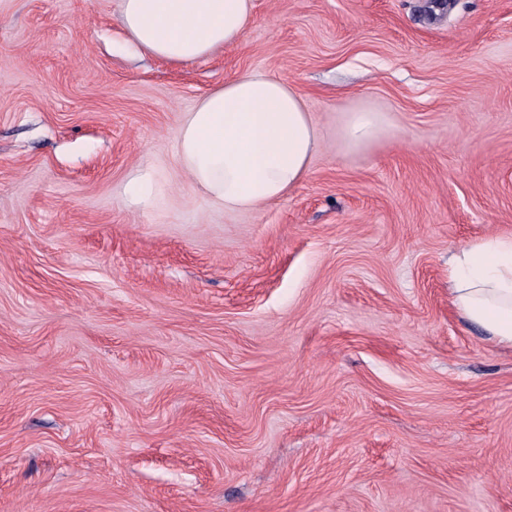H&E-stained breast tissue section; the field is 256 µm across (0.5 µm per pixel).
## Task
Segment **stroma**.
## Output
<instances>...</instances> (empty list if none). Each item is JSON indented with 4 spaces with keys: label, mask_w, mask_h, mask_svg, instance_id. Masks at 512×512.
I'll return each instance as SVG.
<instances>
[{
    "label": "stroma",
    "mask_w": 512,
    "mask_h": 512,
    "mask_svg": "<svg viewBox=\"0 0 512 512\" xmlns=\"http://www.w3.org/2000/svg\"><path fill=\"white\" fill-rule=\"evenodd\" d=\"M118 11L0 0V512H512V348L448 302L449 255L512 236V0H254L183 65ZM250 70L318 142L227 214L176 130ZM381 133L377 112L357 109L348 113L341 135L349 147L358 149L375 141ZM155 193V175L151 170H137L127 180L124 187L126 201L149 206Z\"/></svg>",
    "instance_id": "stroma-1"
}]
</instances>
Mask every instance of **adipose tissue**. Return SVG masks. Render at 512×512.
I'll return each mask as SVG.
<instances>
[{"mask_svg":"<svg viewBox=\"0 0 512 512\" xmlns=\"http://www.w3.org/2000/svg\"><path fill=\"white\" fill-rule=\"evenodd\" d=\"M118 21L134 48L172 64L208 58L244 38L253 0H120ZM377 113L350 111L342 138L375 141ZM177 153L192 187L211 206L246 212L303 183L317 142L305 99L287 79L248 71L206 93L181 120ZM449 299L468 323L512 347V237L495 236L448 260Z\"/></svg>","mask_w":512,"mask_h":512,"instance_id":"ef3b65f1","label":"adipose tissue"}]
</instances>
